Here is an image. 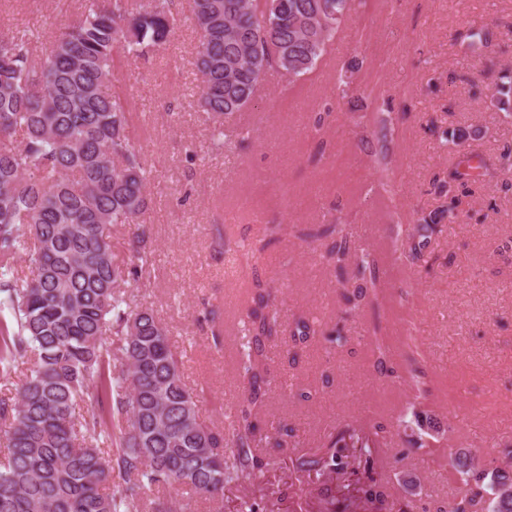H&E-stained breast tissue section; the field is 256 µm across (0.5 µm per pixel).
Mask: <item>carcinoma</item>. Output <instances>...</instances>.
Listing matches in <instances>:
<instances>
[{"label":"carcinoma","instance_id":"1","mask_svg":"<svg viewBox=\"0 0 512 512\" xmlns=\"http://www.w3.org/2000/svg\"><path fill=\"white\" fill-rule=\"evenodd\" d=\"M200 32L196 49L198 105L212 124L208 149H224V118L241 111L262 77L277 68L290 79L311 73L339 25L367 0H192ZM175 18L163 0H86L50 46L28 30L0 32V377L14 396L0 400V512H170L156 492L178 487L216 498L229 483L258 479L265 448L296 447L295 429L264 433L259 417L273 381L266 346L286 336L287 362L315 337L343 346L304 313L283 321L273 281L254 275L240 350L246 395L236 410L231 447L224 432L202 423L168 329L147 309L134 310L120 285L137 278L152 255L145 229L128 242L119 268L112 226L138 225L149 205L151 170L129 130L128 111L111 91L122 62L146 59L169 41ZM427 129L458 146L461 129ZM484 161L470 156L431 180L439 208L412 229L396 224L395 244L420 261L440 224H454ZM301 240L327 242L345 312L378 307L374 257L358 251L336 219L301 230ZM27 256L30 274L14 264ZM122 342L114 358L112 339ZM400 413L397 426L419 424ZM392 423L342 426L325 450L296 459L304 472L346 469L342 449L372 456L390 444ZM465 482H488V512H512V474L489 470L472 455L455 457ZM122 476L119 493L112 473ZM358 491L386 512L387 484L369 476ZM463 495L436 512H476Z\"/></svg>","mask_w":512,"mask_h":512}]
</instances>
